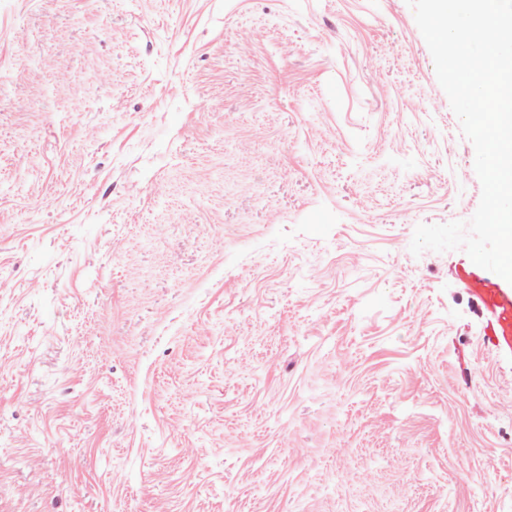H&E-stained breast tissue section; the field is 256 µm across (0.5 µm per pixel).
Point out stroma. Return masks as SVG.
<instances>
[{
    "mask_svg": "<svg viewBox=\"0 0 512 512\" xmlns=\"http://www.w3.org/2000/svg\"><path fill=\"white\" fill-rule=\"evenodd\" d=\"M474 159L406 0H0V512H512Z\"/></svg>",
    "mask_w": 512,
    "mask_h": 512,
    "instance_id": "obj_1",
    "label": "stroma"
}]
</instances>
